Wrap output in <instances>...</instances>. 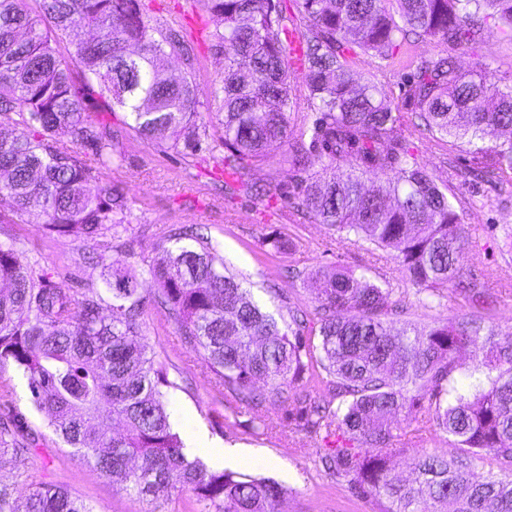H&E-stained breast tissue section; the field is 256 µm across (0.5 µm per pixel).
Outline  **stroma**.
<instances>
[{
    "label": "stroma",
    "mask_w": 512,
    "mask_h": 512,
    "mask_svg": "<svg viewBox=\"0 0 512 512\" xmlns=\"http://www.w3.org/2000/svg\"><path fill=\"white\" fill-rule=\"evenodd\" d=\"M194 8L207 25L206 35L190 39L199 64L194 74L200 98L213 102L220 86V65L208 34L218 21L207 14L201 0H150L148 15L155 32L185 23L187 8ZM454 55L461 69H470L475 57H484L499 75H512V37L497 27L485 28L474 53L454 52L430 39L393 50L391 58L360 54L354 69L361 78L381 84L394 108L410 109L405 77L420 58ZM93 119L121 132L122 161L106 175L121 186L131 211L125 224L90 242L50 236L39 224H0V241L14 237L23 244V259L37 273L65 288H88L101 283L98 257L123 252L138 273H147L169 235L188 229L218 246L225 266L250 289L253 299L270 312L311 311V272L322 267H343L389 284L392 300H403L400 321L425 327L435 321L468 313L455 293L426 303L403 299L405 284L388 252L337 240L334 229L297 215L285 193L308 179L312 168L295 163L287 149L254 165L262 194L239 191L224 175L223 148H207L196 155L172 145H159L126 129L125 112L90 108ZM410 150L439 184L448 188L462 222L470 234L465 264L477 274L489 293L498 297L492 312L496 323L512 325V181L471 175L472 153L450 138L425 128L410 136ZM280 235L292 241L290 250H275L270 239ZM145 341L166 364L172 382L165 402L174 429L183 416H193L200 432L216 448H232L242 455L264 459L258 474L274 479L287 490L282 512H383L375 498L354 492L347 477L326 471L321 457L326 430H312L287 418L276 406L263 410L265 428L253 431L248 417L228 409L222 387L216 385L206 362L187 352L167 311L147 303L143 318ZM11 413L33 434L35 442L19 469L4 471L7 485L57 484L67 487L94 512H200L191 492L159 496L157 502L140 498L133 489L113 486L111 479L88 467L48 427L44 415L27 398V379L12 362L0 363V414Z\"/></svg>",
    "instance_id": "1"
}]
</instances>
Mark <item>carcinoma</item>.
<instances>
[{"instance_id": "1", "label": "carcinoma", "mask_w": 512, "mask_h": 512, "mask_svg": "<svg viewBox=\"0 0 512 512\" xmlns=\"http://www.w3.org/2000/svg\"><path fill=\"white\" fill-rule=\"evenodd\" d=\"M396 3V9L387 2ZM0 0V188L12 213L58 236L83 241L125 223L123 190L103 170L121 157L111 127L91 118L85 96L129 114V129L149 139L175 137L194 151L211 115L194 79L196 58L185 32L156 39L144 0ZM223 28L211 34L224 56L219 112L224 164L248 190L259 188L252 165L289 145L297 164L321 165L298 191L297 207L339 238L385 250L397 260L418 302L457 289L476 312L419 331L392 328V290L364 274L315 273L318 338L305 319L265 311L224 266L217 247L176 244L149 266L185 348L207 361L215 383L261 428V409L277 405L316 428L336 431L321 461L350 478L361 494L384 499L383 512H512V326L477 311L487 304L465 269L468 232L439 186L410 152L404 115L372 80L359 81L354 55L440 39L470 51L485 24L512 31V0H298L309 29L302 40L312 127L288 143L296 70L280 0H204ZM186 61L176 79L170 58ZM407 95L429 130L482 145L473 153L490 173L512 170V77L481 56L463 72L451 56L422 58ZM68 135L57 138L58 132ZM490 145H484V142ZM385 183L365 186L364 175ZM98 287L64 288L36 274L16 242H0V362L27 377L30 402L79 458L112 482L154 501L190 491L202 512H279L285 488L270 478L208 466L189 458L166 411L174 386L165 365L142 342L147 289L119 254L101 258ZM110 314H104V310ZM474 348L473 373L487 384L461 388L458 353ZM310 376L333 387L322 404L295 383ZM427 406H422V403ZM122 432L112 429V421ZM428 424L453 439L446 457L424 446L401 447L400 422ZM34 441L15 419L0 420V470L15 469ZM410 454L415 478L392 474ZM490 456L501 473L472 479ZM0 512H93L58 485L27 491L0 484Z\"/></svg>"}]
</instances>
